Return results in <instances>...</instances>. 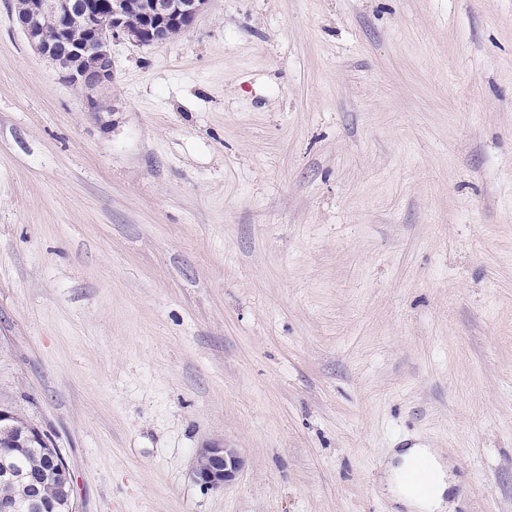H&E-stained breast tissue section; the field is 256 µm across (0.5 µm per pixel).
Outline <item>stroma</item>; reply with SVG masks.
Returning a JSON list of instances; mask_svg holds the SVG:
<instances>
[{"mask_svg":"<svg viewBox=\"0 0 512 512\" xmlns=\"http://www.w3.org/2000/svg\"><path fill=\"white\" fill-rule=\"evenodd\" d=\"M112 59L91 111L0 0V399L77 512H406L415 445L512 512V0H211ZM243 460L233 448L210 445L196 452L193 473L195 480L211 488H221L235 479ZM50 449L53 452V478L44 477L43 481L40 483L55 488L57 490L58 497L64 499L66 502V508L68 512H75L76 505L73 496V481L71 471L67 462L58 451V449Z\"/></svg>","mask_w":512,"mask_h":512,"instance_id":"1","label":"stroma"}]
</instances>
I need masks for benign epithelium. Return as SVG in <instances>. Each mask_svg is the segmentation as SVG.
Returning a JSON list of instances; mask_svg holds the SVG:
<instances>
[{
    "instance_id": "1",
    "label": "benign epithelium",
    "mask_w": 512,
    "mask_h": 512,
    "mask_svg": "<svg viewBox=\"0 0 512 512\" xmlns=\"http://www.w3.org/2000/svg\"><path fill=\"white\" fill-rule=\"evenodd\" d=\"M210 0H108L102 9L94 0H26L18 22L28 44L54 64L64 77L88 90L112 81V42L125 40L151 45L170 40L174 30H189ZM48 444L46 434L34 425H22L15 410L0 405V460L6 448ZM53 477L43 483L55 488L68 512H76L69 466L53 450ZM243 460L233 448L210 445L196 452L195 480L221 488L235 479Z\"/></svg>"
}]
</instances>
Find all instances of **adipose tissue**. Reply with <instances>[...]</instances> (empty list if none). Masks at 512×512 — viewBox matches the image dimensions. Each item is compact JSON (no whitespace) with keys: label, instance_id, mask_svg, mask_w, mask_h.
<instances>
[{"label":"adipose tissue","instance_id":"obj_1","mask_svg":"<svg viewBox=\"0 0 512 512\" xmlns=\"http://www.w3.org/2000/svg\"><path fill=\"white\" fill-rule=\"evenodd\" d=\"M425 457L432 461L438 476L429 494L422 495L403 480L405 471L418 458ZM395 465L389 468V477L393 485L395 498L406 505L410 512H446L448 503L446 494L452 487L448 467L440 450L435 448H410L395 457Z\"/></svg>","mask_w":512,"mask_h":512}]
</instances>
